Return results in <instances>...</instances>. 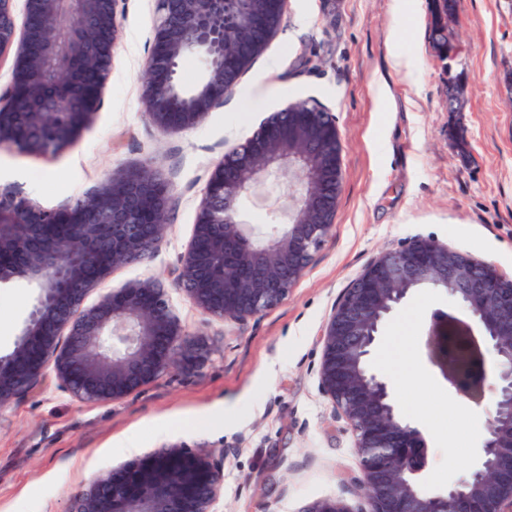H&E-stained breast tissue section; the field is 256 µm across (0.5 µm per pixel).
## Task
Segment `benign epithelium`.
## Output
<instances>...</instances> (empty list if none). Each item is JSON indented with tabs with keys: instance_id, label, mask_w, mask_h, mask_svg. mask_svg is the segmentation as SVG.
Here are the masks:
<instances>
[{
	"instance_id": "7a95c632",
	"label": "benign epithelium",
	"mask_w": 512,
	"mask_h": 512,
	"mask_svg": "<svg viewBox=\"0 0 512 512\" xmlns=\"http://www.w3.org/2000/svg\"><path fill=\"white\" fill-rule=\"evenodd\" d=\"M120 0H0V56L14 52L12 86L0 94V151L46 154L44 134L64 148L95 114L121 36ZM286 0H158L156 38L145 58L142 100L162 131L199 125L233 92L278 31ZM237 51L224 50L229 32ZM433 44L454 59L448 27ZM206 62L193 92L177 79L181 60ZM63 123H55L58 114ZM290 179L288 220L246 224L240 202L255 186ZM341 147L329 112L292 102L269 114L224 152L208 180L178 288L208 318L237 323L276 308L330 235L336 217ZM167 186L146 167L69 209H47L0 187V286L24 283L33 303L13 348L0 352V409L51 369L80 401H116L206 353L153 280L126 283L84 306L115 271L150 260L165 232ZM443 289L464 311L438 312L425 332L426 358L455 395L476 405L492 393L479 464L442 494L420 485L429 448L396 410L388 382L371 364L381 324L410 293ZM320 387L347 420L360 458L367 512H512V273L496 263L416 238L385 251L355 278L322 334ZM498 363L487 384L486 354ZM224 489V450L173 445L96 475L69 512H214ZM305 512H349L336 499Z\"/></svg>"
}]
</instances>
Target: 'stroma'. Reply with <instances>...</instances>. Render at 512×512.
<instances>
[{
  "label": "stroma",
  "mask_w": 512,
  "mask_h": 512,
  "mask_svg": "<svg viewBox=\"0 0 512 512\" xmlns=\"http://www.w3.org/2000/svg\"><path fill=\"white\" fill-rule=\"evenodd\" d=\"M288 0L263 52L197 127L158 129L140 98L143 60L155 38L157 0H120L122 36L98 112L76 146L42 155L0 152V185L48 209L72 205L110 176L151 168L168 186L167 227L154 257L115 272L109 288L160 282L186 329L208 340V357L108 403L81 402L54 374L0 409V512H68L96 474L172 446L221 448L224 493L215 512H305L336 498L366 512L347 420L319 388L322 329L351 281L382 252L432 238L512 272V0H455L459 54L444 62L431 42L432 0ZM423 61L418 84L391 66L389 40ZM464 85L448 109V80ZM313 100L334 116L342 145L335 226L295 288L275 309L239 323L208 319L177 289L209 176L226 150L269 114ZM284 186L246 196L250 224L274 221ZM31 303L17 285L0 290V349L12 348ZM440 289L411 293L381 326L373 365L389 382L403 418L430 448L421 486L445 492L478 463L490 403L454 395L428 364L433 312L455 311ZM407 335L417 385L397 380L389 355Z\"/></svg>",
  "instance_id": "1"
}]
</instances>
